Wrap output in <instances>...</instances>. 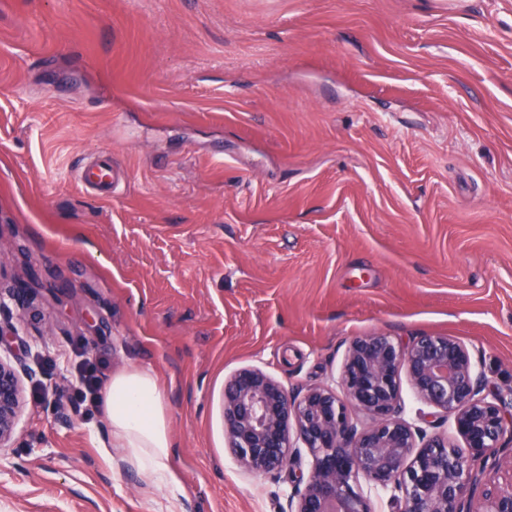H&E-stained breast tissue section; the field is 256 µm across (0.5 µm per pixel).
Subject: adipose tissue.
Segmentation results:
<instances>
[{"label": "adipose tissue", "instance_id": "ef3b65f1", "mask_svg": "<svg viewBox=\"0 0 512 512\" xmlns=\"http://www.w3.org/2000/svg\"><path fill=\"white\" fill-rule=\"evenodd\" d=\"M100 394L103 417L121 462L140 478L145 491L175 490L171 470L174 443L165 393L146 367L112 375Z\"/></svg>", "mask_w": 512, "mask_h": 512}]
</instances>
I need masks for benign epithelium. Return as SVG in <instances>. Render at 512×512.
Returning a JSON list of instances; mask_svg holds the SVG:
<instances>
[{
  "label": "benign epithelium",
  "mask_w": 512,
  "mask_h": 512,
  "mask_svg": "<svg viewBox=\"0 0 512 512\" xmlns=\"http://www.w3.org/2000/svg\"><path fill=\"white\" fill-rule=\"evenodd\" d=\"M403 374L464 447L402 417ZM34 376L21 358L0 357V452L14 445L24 380ZM339 384L344 400L328 386L300 396L263 371L245 368L225 385L230 451L255 475L288 473L289 512H372L358 488L361 478L391 491L396 512H512V455L490 463L512 445V393L487 391L488 381L464 343L438 335L408 343L380 332L358 336ZM352 407L373 424L358 428ZM292 425L312 458L307 473L290 439Z\"/></svg>",
  "instance_id": "7a95c632"
}]
</instances>
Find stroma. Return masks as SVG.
<instances>
[{"label": "stroma", "instance_id": "1", "mask_svg": "<svg viewBox=\"0 0 512 512\" xmlns=\"http://www.w3.org/2000/svg\"><path fill=\"white\" fill-rule=\"evenodd\" d=\"M0 249L41 385L0 512H163L60 422L82 360L156 374L182 512H288L227 447L238 370L297 393L430 334L512 388V0H0ZM81 180L85 185L97 190L102 197H109L116 189L120 177L118 171L112 168L111 159L104 157L85 168Z\"/></svg>", "mask_w": 512, "mask_h": 512}]
</instances>
